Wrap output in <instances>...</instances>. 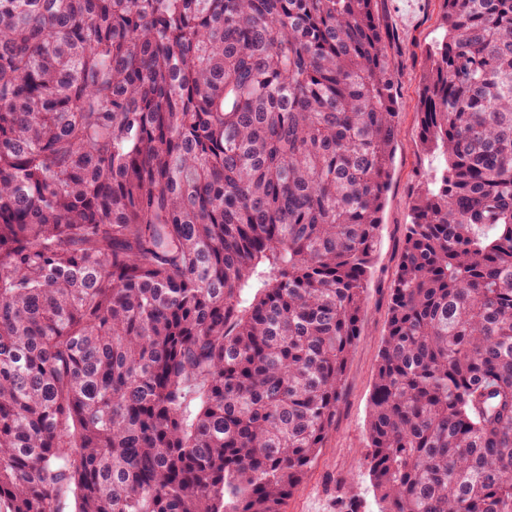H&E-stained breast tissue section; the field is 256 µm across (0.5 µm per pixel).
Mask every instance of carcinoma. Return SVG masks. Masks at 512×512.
I'll list each match as a JSON object with an SVG mask.
<instances>
[{"label":"carcinoma","instance_id":"carcinoma-1","mask_svg":"<svg viewBox=\"0 0 512 512\" xmlns=\"http://www.w3.org/2000/svg\"><path fill=\"white\" fill-rule=\"evenodd\" d=\"M374 2L0 0L8 512H286L398 131ZM441 21L364 463L378 512H512V0Z\"/></svg>","mask_w":512,"mask_h":512}]
</instances>
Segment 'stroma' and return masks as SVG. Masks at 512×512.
Returning a JSON list of instances; mask_svg holds the SVG:
<instances>
[{
  "label": "stroma",
  "instance_id": "35a3bbf8",
  "mask_svg": "<svg viewBox=\"0 0 512 512\" xmlns=\"http://www.w3.org/2000/svg\"><path fill=\"white\" fill-rule=\"evenodd\" d=\"M376 10L387 33V52L401 112L398 136L361 334L347 364L336 425L325 448L289 498L287 512H335L337 498L351 490L358 495L361 512H377L362 461L376 360L387 320L388 286L410 222V196L424 176L439 165L438 159L424 156L419 148L417 107L423 52L443 35L442 0H378Z\"/></svg>",
  "mask_w": 512,
  "mask_h": 512
}]
</instances>
